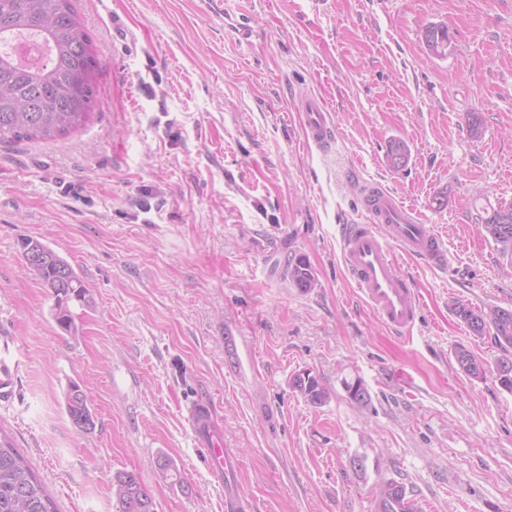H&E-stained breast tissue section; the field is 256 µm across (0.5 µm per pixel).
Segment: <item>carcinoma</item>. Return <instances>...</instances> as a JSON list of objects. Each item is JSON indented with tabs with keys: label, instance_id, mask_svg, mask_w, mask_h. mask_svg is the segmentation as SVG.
Listing matches in <instances>:
<instances>
[{
	"label": "carcinoma",
	"instance_id": "carcinoma-1",
	"mask_svg": "<svg viewBox=\"0 0 512 512\" xmlns=\"http://www.w3.org/2000/svg\"><path fill=\"white\" fill-rule=\"evenodd\" d=\"M424 41L431 54L445 55L442 45L451 44L448 26L428 25ZM96 80L92 41L72 0H0V143L57 139L80 128L89 116ZM387 157L395 167L404 165L408 159L405 142L390 141ZM481 228L500 255L512 259V202L485 211ZM20 246L26 264L55 298L56 324L67 333H76L69 302H88L89 290L49 247L27 238ZM288 277L303 292L316 286L313 270L302 255L288 260ZM454 312L474 335H493L503 351L495 367L509 368L507 377L496 376L494 381L512 392V309L484 311L459 304ZM455 358L467 375L486 378V364L468 349L457 348ZM295 378L296 392L307 402L318 406L329 401L330 390L312 372ZM77 387V383L70 384L66 394L68 416L79 413L91 419L89 395L70 402ZM343 387L354 403H369L370 394L361 378L346 379ZM112 495L116 512H154L150 491L134 472H119L113 477ZM0 512H56L49 494L4 435H0ZM375 512H421V507L407 496L404 486L390 481L379 486Z\"/></svg>",
	"mask_w": 512,
	"mask_h": 512
}]
</instances>
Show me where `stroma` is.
<instances>
[{
	"label": "stroma",
	"mask_w": 512,
	"mask_h": 512,
	"mask_svg": "<svg viewBox=\"0 0 512 512\" xmlns=\"http://www.w3.org/2000/svg\"><path fill=\"white\" fill-rule=\"evenodd\" d=\"M97 60L87 122L49 142L0 144V396L11 437L58 512H115L132 471L155 512H225L187 408L210 404L251 512H374L402 483L423 512H512V393L459 368L502 351L455 315L512 307V262L481 229L512 201V0H76ZM451 33L445 56L423 30ZM337 132L309 146L301 96ZM483 118L470 138V113ZM407 143L402 167L390 140ZM372 179L454 256L397 255L420 297L412 338L385 327L343 267L338 226ZM444 194L447 203L436 207ZM33 238L89 288L78 331L27 267ZM317 280L304 293L288 257ZM309 370L331 392L307 403ZM358 377L371 400H349ZM95 425L75 428L70 383ZM169 457L187 481L156 466ZM365 460L355 472L353 458ZM424 41L428 51L435 56H444L448 45L451 44V36L448 27L444 24L432 23L424 29ZM445 44V48L442 45ZM288 277L296 288L308 292L316 286L313 270L305 256L299 255L288 259ZM455 358L460 369L467 375L477 379L486 378L489 371L486 364L468 349L464 347L457 348ZM295 379H298V389L291 384L292 389L310 404L318 406L329 401L331 397L330 390L312 371L296 374L293 380Z\"/></svg>",
	"instance_id": "1"
}]
</instances>
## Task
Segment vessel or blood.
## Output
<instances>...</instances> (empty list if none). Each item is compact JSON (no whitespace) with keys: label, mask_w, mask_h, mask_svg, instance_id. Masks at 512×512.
<instances>
[{"label":"vessel or blood","mask_w":512,"mask_h":512,"mask_svg":"<svg viewBox=\"0 0 512 512\" xmlns=\"http://www.w3.org/2000/svg\"><path fill=\"white\" fill-rule=\"evenodd\" d=\"M297 108L304 116L308 142L323 150L331 149L335 134L324 100L308 95L299 99ZM360 205L368 221L341 225L342 262L369 308L390 329L399 333L411 331L418 302L412 283L395 270V251L437 270L447 268L451 256L433 225L423 223L413 210L405 208L379 185H361ZM187 413L194 439L205 450L211 471L233 477L237 460L225 450L208 405L196 403Z\"/></svg>","instance_id":"vessel-or-blood-1"}]
</instances>
